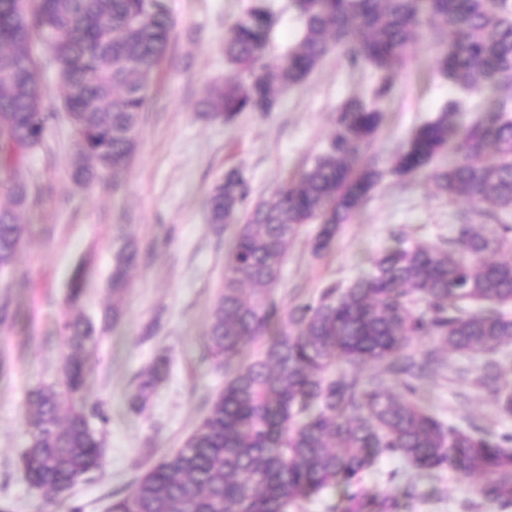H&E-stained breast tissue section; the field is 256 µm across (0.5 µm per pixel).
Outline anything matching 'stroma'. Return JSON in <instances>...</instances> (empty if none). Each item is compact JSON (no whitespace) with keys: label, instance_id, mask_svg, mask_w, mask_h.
I'll list each match as a JSON object with an SVG mask.
<instances>
[{"label":"stroma","instance_id":"1","mask_svg":"<svg viewBox=\"0 0 512 512\" xmlns=\"http://www.w3.org/2000/svg\"><path fill=\"white\" fill-rule=\"evenodd\" d=\"M248 2L169 0L174 36L140 117L136 154L115 186L71 182L73 139L61 115L56 71L48 58L39 60L50 91L47 105L58 119L45 147L24 160L22 173L41 196L21 215L30 227L25 245L11 269L0 273V298L9 297L16 313L10 326L0 328V501L13 512H68L74 505L82 512H105L113 495L129 494L138 476L183 444L224 386L223 370L206 355L205 336L223 287L231 236L215 234L205 221L209 191L236 167L253 197L269 195L327 149L342 104L371 98V72H351L332 52L305 84L283 95L276 112H245L230 125L202 119L197 104L207 88L235 75L224 59V32ZM398 86L400 95L385 104L386 123L367 157L388 158L416 126L459 94L435 70L424 41ZM473 209L466 198L436 194L425 179L385 175L365 207L342 226L328 254L313 255V224L290 244L272 294L280 319L294 306L316 301L328 286L346 287L369 272L372 258L395 241L446 246L460 215ZM124 240L138 245L140 261L130 290L116 303L108 276ZM81 265L86 290L74 310L105 331L88 385L108 418L106 462L102 471L49 502L30 488L17 465L25 446V389L60 373L59 327L74 311L66 297ZM161 355L170 360L168 375L143 410H132L131 393ZM440 357L441 373L420 391L433 412L450 422L512 434V418L500 416L471 383L479 356L444 351ZM364 484L411 492L407 512H460L465 501L472 502V512H489L476 503L471 479L453 471L419 477L394 456L383 457Z\"/></svg>","mask_w":512,"mask_h":512}]
</instances>
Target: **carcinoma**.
Segmentation results:
<instances>
[{"instance_id": "1", "label": "carcinoma", "mask_w": 512, "mask_h": 512, "mask_svg": "<svg viewBox=\"0 0 512 512\" xmlns=\"http://www.w3.org/2000/svg\"><path fill=\"white\" fill-rule=\"evenodd\" d=\"M292 7L297 29L278 53L279 19L265 0H251L227 25L224 58L236 74L207 90L200 112L226 124L243 112L267 115L333 50L352 69L377 76L372 103L347 101L326 152L269 196L253 200L236 168L211 189L207 224L217 234L236 226L206 334L210 357L225 370L224 388L183 446L148 468L131 493L112 497L107 512H290L340 486L347 493L328 512H400L397 496L361 485L385 455L420 476L446 469L475 476L479 499L512 512V435L439 418L415 386L436 353L423 361L406 353L414 337L431 336L450 353L484 354L476 383L500 414L512 416V380L497 358L512 342V258H487L512 250V224L489 236L463 214L446 248L396 244L374 260L373 273L295 307L285 329L269 300L302 227L319 225L314 253L331 250L340 226L380 184V161L356 159L376 140L385 118L378 103L394 97L397 74L426 30L435 70L491 105L464 122V101L448 99L387 159L390 171L425 173L440 194L466 195L490 216L512 212V118L503 111L512 97V0H292ZM173 29L166 0H0V176L9 183L0 204V271L28 236L18 211L32 189L19 165L45 145L53 117L37 49L57 69L69 114L70 179L91 187L127 168ZM446 154L454 161L438 164ZM138 259L133 242L118 248L112 296L126 293ZM85 279L80 266L69 284L73 308ZM61 330L60 376L25 393L19 458L29 485L48 499L100 470L106 456L91 419L107 418L87 393L101 331L80 315L65 318ZM258 342L259 355L245 357ZM377 362L401 378L404 394L346 371ZM168 365L159 356L141 376L133 409L148 402Z\"/></svg>"}]
</instances>
